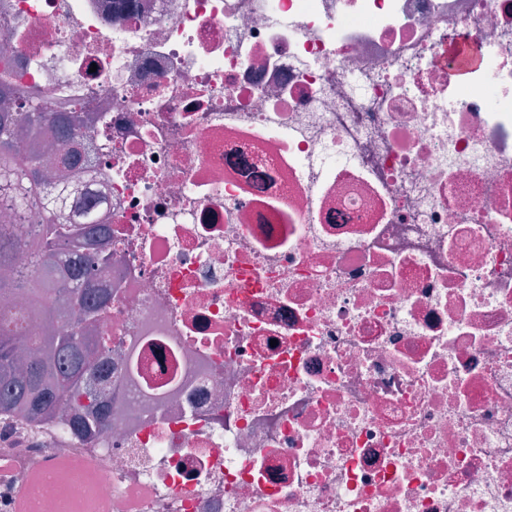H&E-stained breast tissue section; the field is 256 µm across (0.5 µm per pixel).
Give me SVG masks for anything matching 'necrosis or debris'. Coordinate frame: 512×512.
I'll return each instance as SVG.
<instances>
[{"label":"necrosis or debris","mask_w":512,"mask_h":512,"mask_svg":"<svg viewBox=\"0 0 512 512\" xmlns=\"http://www.w3.org/2000/svg\"><path fill=\"white\" fill-rule=\"evenodd\" d=\"M1 88L83 119L112 425L1 421L0 512H512V0H0Z\"/></svg>","instance_id":"obj_1"}]
</instances>
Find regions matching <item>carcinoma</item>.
<instances>
[{"label":"carcinoma","instance_id":"obj_1","mask_svg":"<svg viewBox=\"0 0 512 512\" xmlns=\"http://www.w3.org/2000/svg\"><path fill=\"white\" fill-rule=\"evenodd\" d=\"M79 125L78 113L36 102L0 112V419L60 426L93 442L112 423V403L87 386L98 372L112 377L95 335L110 296L94 285L79 254L98 220L79 207V221L61 215L43 191L45 180L80 161ZM18 224L30 225L23 239ZM24 264L37 278L22 277ZM18 317L42 324L36 338L16 333Z\"/></svg>","mask_w":512,"mask_h":512}]
</instances>
